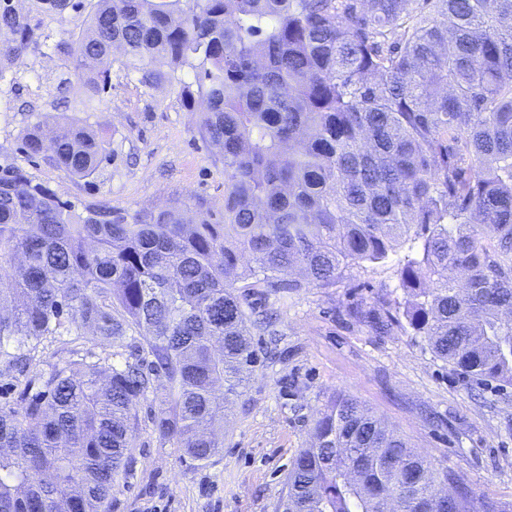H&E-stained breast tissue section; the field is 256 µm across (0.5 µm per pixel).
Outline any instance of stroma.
<instances>
[{"label": "stroma", "mask_w": 512, "mask_h": 512, "mask_svg": "<svg viewBox=\"0 0 512 512\" xmlns=\"http://www.w3.org/2000/svg\"><path fill=\"white\" fill-rule=\"evenodd\" d=\"M96 0L79 9L40 14L53 39L83 29ZM0 82V165L23 168L77 210L107 206L133 214L165 208L174 199L224 204V166L196 134L198 113L173 90L147 91L126 77L120 62L95 109L80 104L81 84L60 57L28 51ZM69 80L66 94L57 86ZM78 122L100 132L109 158L89 180L66 176L47 155L28 156L22 136ZM401 247L381 263L346 270L330 288L281 289L263 309L273 333L252 328L258 362L224 426L223 448L206 466L152 432L158 403L142 400L129 432L132 464L112 488V512H277L291 462L311 442L314 419L339 392L355 396L427 456L452 469L481 496L512 499V385L477 380L436 359L423 337L399 328L376 330L354 310L374 311L379 296L399 301ZM93 332L77 343L45 344L24 373L0 376V392L16 399L59 359L94 362L109 356Z\"/></svg>", "instance_id": "1"}]
</instances>
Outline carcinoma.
Masks as SVG:
<instances>
[{
	"mask_svg": "<svg viewBox=\"0 0 512 512\" xmlns=\"http://www.w3.org/2000/svg\"><path fill=\"white\" fill-rule=\"evenodd\" d=\"M411 2L97 0L79 35L53 41L0 0V81L46 48L73 66L89 108L118 48L126 77L169 87L189 112L203 105L197 134L224 163L222 211L194 219L178 201L78 212L0 166L4 372L87 329L109 347L143 334L108 365L61 360L0 403V512H110L136 400L150 394L159 442L209 463L255 363V290L327 288L409 242L420 251L400 269L402 309L377 324L410 328L469 377L512 384V0ZM22 140L71 178L107 159L79 123L49 138L38 123ZM294 267L302 280L280 279ZM440 485L457 490L443 512H502L338 394L278 509L437 512Z\"/></svg>",
	"mask_w": 512,
	"mask_h": 512,
	"instance_id": "carcinoma-1",
	"label": "carcinoma"
}]
</instances>
